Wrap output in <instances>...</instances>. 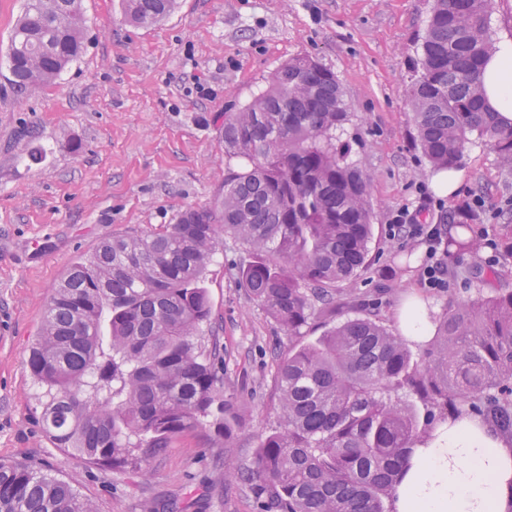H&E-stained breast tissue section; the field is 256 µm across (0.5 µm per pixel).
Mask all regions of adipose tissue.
Returning <instances> with one entry per match:
<instances>
[{
	"label": "adipose tissue",
	"mask_w": 512,
	"mask_h": 512,
	"mask_svg": "<svg viewBox=\"0 0 512 512\" xmlns=\"http://www.w3.org/2000/svg\"><path fill=\"white\" fill-rule=\"evenodd\" d=\"M482 82L487 105L512 122V37L497 42ZM511 502L512 446L462 418L437 424L413 448L392 512H507Z\"/></svg>",
	"instance_id": "adipose-tissue-1"
}]
</instances>
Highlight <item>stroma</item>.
<instances>
[{
  "label": "stroma",
  "mask_w": 512,
  "mask_h": 512,
  "mask_svg": "<svg viewBox=\"0 0 512 512\" xmlns=\"http://www.w3.org/2000/svg\"><path fill=\"white\" fill-rule=\"evenodd\" d=\"M24 0H0V462L69 481L98 512H140L143 502L179 512H258L241 477L260 436L280 425L273 353L288 339L241 288L250 255L232 237L209 265L213 333L224 349V392L240 408L231 436L206 425L178 436L144 470L112 472L55 447L42 428L28 368L59 280L99 242L173 223L224 194V115L239 111L288 59L310 55L336 73L351 117L344 137L364 169L374 206L372 262L355 280L378 318L398 330L415 295L436 318L449 298L473 293L465 271L487 248L449 257L454 286L420 283L424 249L388 240L404 205H431L436 222L481 196L472 225L512 242V173L487 146H468L458 194L431 188L415 148L408 84L433 0H177L160 24L125 23L121 0H82L85 49L54 82L22 94L9 78L8 37Z\"/></svg>",
  "instance_id": "stroma-1"
}]
</instances>
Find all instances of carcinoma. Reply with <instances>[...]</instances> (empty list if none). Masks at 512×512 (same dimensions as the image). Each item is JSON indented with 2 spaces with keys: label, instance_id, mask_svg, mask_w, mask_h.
Listing matches in <instances>:
<instances>
[{
  "label": "carcinoma",
  "instance_id": "1",
  "mask_svg": "<svg viewBox=\"0 0 512 512\" xmlns=\"http://www.w3.org/2000/svg\"><path fill=\"white\" fill-rule=\"evenodd\" d=\"M174 0H123L153 25ZM490 0H434L408 86L414 144L437 170L478 140L512 172V125L484 106L481 66L495 42ZM81 0H26L9 36L10 82L59 77L84 48ZM350 104L314 58L282 64L239 112L224 113V197L148 235L103 241L54 289L28 368L45 433L112 470L140 469L178 434L240 418L224 397V353L210 337L207 266L224 236L252 260L239 283L288 336L277 353L281 426L261 437L248 481L260 512H391L412 448L439 421L467 416L512 443V289L448 302L418 360L376 315L336 319V286L370 265L368 182L336 132ZM476 249L470 226L448 253ZM0 512H97L67 482L0 463Z\"/></svg>",
  "mask_w": 512,
  "mask_h": 512
}]
</instances>
